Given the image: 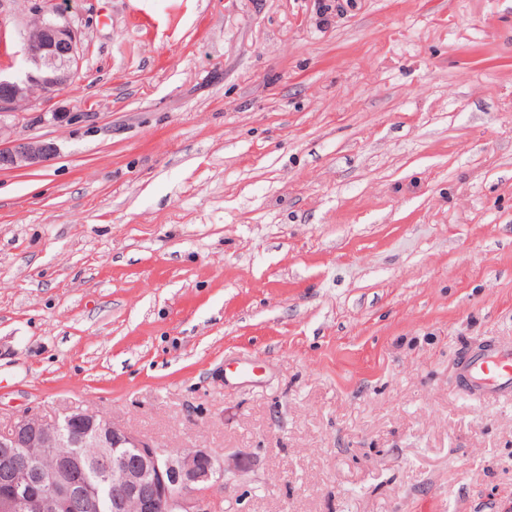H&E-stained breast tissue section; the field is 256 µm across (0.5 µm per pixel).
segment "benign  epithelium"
I'll return each instance as SVG.
<instances>
[{
  "label": "benign epithelium",
  "instance_id": "obj_1",
  "mask_svg": "<svg viewBox=\"0 0 512 512\" xmlns=\"http://www.w3.org/2000/svg\"><path fill=\"white\" fill-rule=\"evenodd\" d=\"M26 67L14 76L0 74V170L36 168L58 153L56 143L40 138L4 139L6 119L30 110L34 94H51L70 86L79 57L78 30L60 7L41 16L36 31L23 38ZM93 434L112 445V459L103 462L112 480L113 512H215L211 485L234 468L213 454L197 449L187 454L165 453L153 443L91 410L71 409L45 421L20 418L8 433H0V512H100L96 493L78 486L71 474L84 467L76 452ZM68 448L58 465L39 472L46 488L33 489V467L48 451Z\"/></svg>",
  "mask_w": 512,
  "mask_h": 512
}]
</instances>
